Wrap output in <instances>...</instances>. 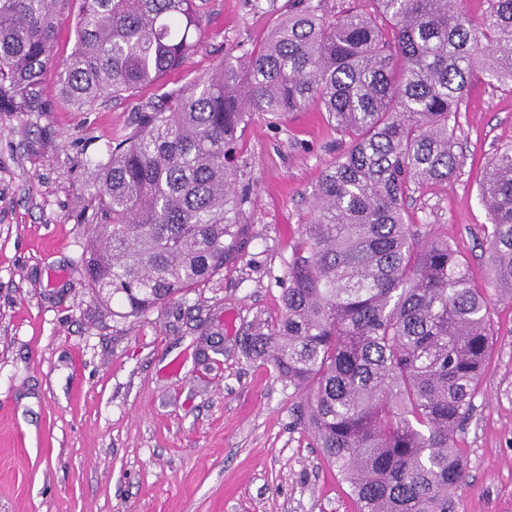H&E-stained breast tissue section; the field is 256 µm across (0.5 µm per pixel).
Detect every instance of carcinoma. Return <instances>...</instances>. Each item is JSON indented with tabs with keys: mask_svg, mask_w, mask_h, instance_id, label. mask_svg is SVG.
Instances as JSON below:
<instances>
[{
	"mask_svg": "<svg viewBox=\"0 0 512 512\" xmlns=\"http://www.w3.org/2000/svg\"><path fill=\"white\" fill-rule=\"evenodd\" d=\"M70 0H0V112H27L55 72L82 112L177 70L202 42L195 0H82L75 43H53ZM291 0L259 47L145 104L88 164L93 234L80 275L146 313L239 258L250 203L234 149L257 115L310 103L349 148L312 192L287 261L284 311L240 340L302 395L300 424L358 512H457L456 435L488 365L492 298L448 240L418 237L410 192L458 168L455 132L474 80L512 83V0L474 24L459 0ZM488 283L512 295V145L485 163Z\"/></svg>",
	"mask_w": 512,
	"mask_h": 512,
	"instance_id": "cac0c4a2",
	"label": "carcinoma"
}]
</instances>
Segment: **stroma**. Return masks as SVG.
Returning a JSON list of instances; mask_svg holds the SVG:
<instances>
[{
	"instance_id": "35a3bbf8",
	"label": "stroma",
	"mask_w": 512,
	"mask_h": 512,
	"mask_svg": "<svg viewBox=\"0 0 512 512\" xmlns=\"http://www.w3.org/2000/svg\"><path fill=\"white\" fill-rule=\"evenodd\" d=\"M200 48L162 83L84 112L55 75L37 112H0V512H357L347 483L297 420L300 398L239 341L283 312L286 261L312 190L348 147L316 104L258 119L236 146L250 191L240 258L210 282L125 316L76 271L91 234L85 156L242 48L288 0H196ZM455 178L411 193L421 237L448 239L484 279L486 158L512 144V85L468 90ZM494 346L458 445L459 512H512V296L494 294Z\"/></svg>"
}]
</instances>
